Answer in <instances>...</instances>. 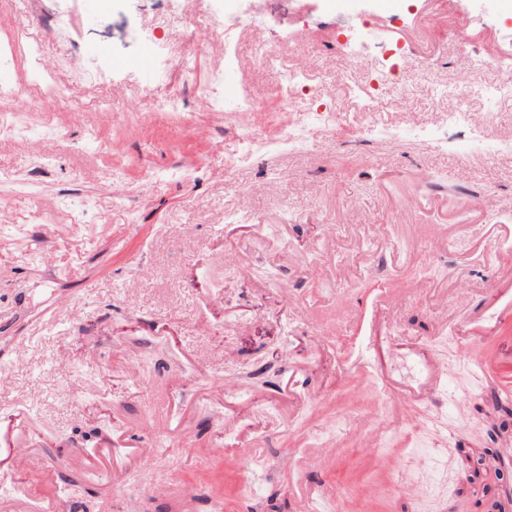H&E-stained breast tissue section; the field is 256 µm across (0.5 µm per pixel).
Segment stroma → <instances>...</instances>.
<instances>
[{"instance_id":"1","label":"stroma","mask_w":512,"mask_h":512,"mask_svg":"<svg viewBox=\"0 0 512 512\" xmlns=\"http://www.w3.org/2000/svg\"><path fill=\"white\" fill-rule=\"evenodd\" d=\"M377 2L267 0L213 32L183 74L165 49L172 31L151 21L196 11L195 0H42L37 20L0 0V45H39L69 89L55 111L23 114L20 132L0 137V336L26 357L0 348V431L19 418L41 436L32 499L63 500L68 512H183L155 493L173 485L193 491V512H512L497 477L512 459L501 413L512 395L461 357L457 333L485 317L493 272L512 256V241L495 235L512 225V154L469 158V130L443 122L468 92L456 78L472 53L487 61L480 84L512 65V17L498 0ZM64 14L67 38L48 36ZM352 28L365 45L359 79L385 49L408 53L368 97L329 92ZM264 30L280 66L305 72V102L327 127L311 150L241 161L226 117L243 97L262 106L252 123L263 138L297 112L270 93L251 38ZM146 53L150 75L132 66ZM67 57L97 60L101 78L77 84ZM217 75L220 97L202 110L192 87ZM186 81L179 110H158L169 85ZM134 98L143 110L131 116ZM366 112L431 139L370 138ZM38 154L49 172L32 182ZM36 282L70 295L77 313L30 296ZM461 287L471 291L464 310L451 300ZM382 291L398 306L373 343L365 325ZM316 336L329 355L300 347ZM418 345L445 371L419 410L391 400L381 380L422 377ZM294 366L305 404L292 411ZM219 379L237 380L230 398L249 406L232 431L208 399ZM115 430L156 449L154 462L130 469L115 497L64 490L72 450ZM311 485L322 498L308 499Z\"/></svg>"}]
</instances>
